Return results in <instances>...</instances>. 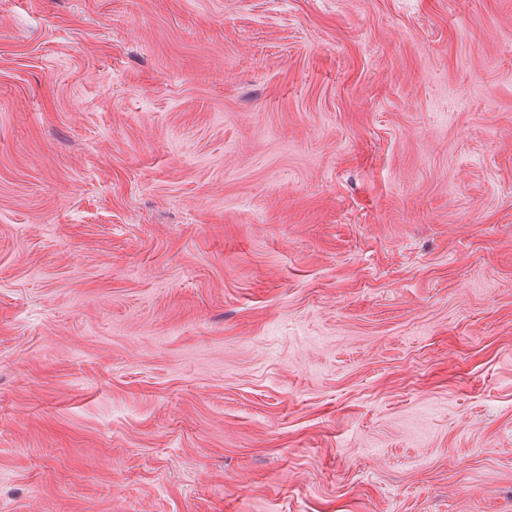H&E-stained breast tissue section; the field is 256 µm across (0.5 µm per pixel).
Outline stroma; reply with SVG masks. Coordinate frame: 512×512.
<instances>
[{"label": "stroma", "mask_w": 512, "mask_h": 512, "mask_svg": "<svg viewBox=\"0 0 512 512\" xmlns=\"http://www.w3.org/2000/svg\"><path fill=\"white\" fill-rule=\"evenodd\" d=\"M0 512H512V0H0Z\"/></svg>", "instance_id": "obj_1"}]
</instances>
